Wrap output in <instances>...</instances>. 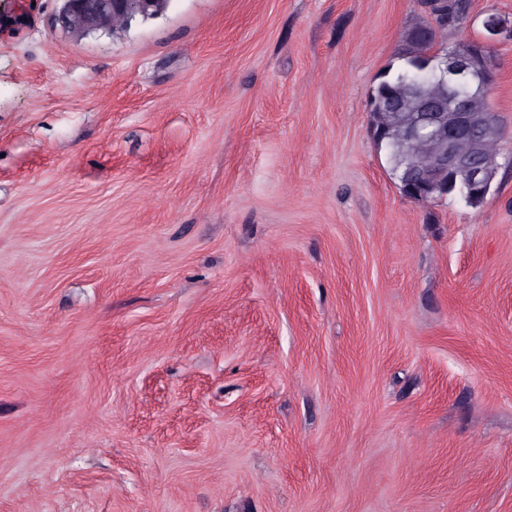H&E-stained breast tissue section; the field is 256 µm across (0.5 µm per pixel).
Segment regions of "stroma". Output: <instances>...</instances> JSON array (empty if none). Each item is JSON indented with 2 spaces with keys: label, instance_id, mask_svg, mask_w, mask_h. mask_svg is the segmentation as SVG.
Segmentation results:
<instances>
[{
  "label": "stroma",
  "instance_id": "stroma-1",
  "mask_svg": "<svg viewBox=\"0 0 512 512\" xmlns=\"http://www.w3.org/2000/svg\"><path fill=\"white\" fill-rule=\"evenodd\" d=\"M61 6L0 0V512H512V40L423 204L369 112L423 0ZM63 6L57 21L61 27L69 24L71 17L78 16L86 28L93 30L112 21L113 17L127 20L136 16H155L166 0H62Z\"/></svg>",
  "mask_w": 512,
  "mask_h": 512
}]
</instances>
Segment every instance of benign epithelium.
Masks as SVG:
<instances>
[{"instance_id":"1","label":"benign epithelium","mask_w":512,"mask_h":512,"mask_svg":"<svg viewBox=\"0 0 512 512\" xmlns=\"http://www.w3.org/2000/svg\"><path fill=\"white\" fill-rule=\"evenodd\" d=\"M165 3L166 0H63L57 21L64 27L71 17L78 16L86 28L93 30L117 16L127 20L137 16L152 17ZM482 27L484 34L480 43L472 45L466 39L457 41L442 56L440 64L420 78L422 83L437 81L444 91L433 101H419L403 128L409 142L427 138L437 146L435 160L421 169L413 160H405L407 192L417 202L443 201L451 191L467 199L483 193L491 179L475 152L459 150V143L464 140L483 144L489 139L498 140L502 135L495 110L485 113L482 122L477 124L463 109L469 99L489 96L494 82L493 60L476 65V49L491 50L492 44L504 34L512 38V25H507L496 13H486ZM456 170L465 173L464 183L457 188L448 182V174Z\"/></svg>"}]
</instances>
